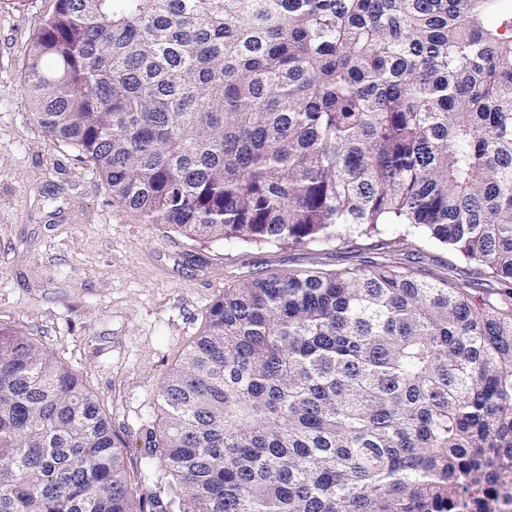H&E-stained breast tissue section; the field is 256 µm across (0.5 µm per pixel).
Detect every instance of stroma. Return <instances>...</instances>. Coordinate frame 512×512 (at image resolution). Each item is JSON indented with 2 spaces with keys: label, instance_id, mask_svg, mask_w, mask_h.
Segmentation results:
<instances>
[{
  "label": "stroma",
  "instance_id": "35a3bbf8",
  "mask_svg": "<svg viewBox=\"0 0 512 512\" xmlns=\"http://www.w3.org/2000/svg\"><path fill=\"white\" fill-rule=\"evenodd\" d=\"M52 0H0V329L54 352L93 391L130 471L160 429L158 388L202 330L225 288L252 275L393 265L434 272L472 289L495 282L476 263L406 230L354 233L307 246L203 243L164 224H143L112 198L101 174L34 120L24 92L28 38Z\"/></svg>",
  "mask_w": 512,
  "mask_h": 512
}]
</instances>
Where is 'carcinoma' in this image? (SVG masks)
Wrapping results in <instances>:
<instances>
[{"mask_svg": "<svg viewBox=\"0 0 512 512\" xmlns=\"http://www.w3.org/2000/svg\"><path fill=\"white\" fill-rule=\"evenodd\" d=\"M500 0H54L24 88L144 224L326 244L408 224L499 284L241 280L158 389L179 512H458L512 488V12ZM95 394L0 331V512H170Z\"/></svg>", "mask_w": 512, "mask_h": 512, "instance_id": "cac0c4a2", "label": "carcinoma"}]
</instances>
